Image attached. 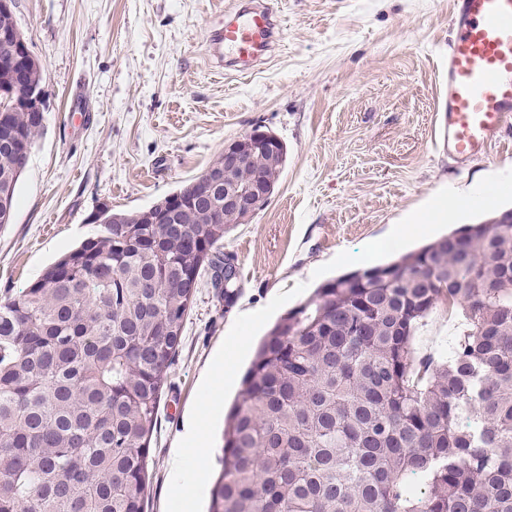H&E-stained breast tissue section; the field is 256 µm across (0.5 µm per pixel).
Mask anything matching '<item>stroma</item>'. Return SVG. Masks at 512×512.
<instances>
[{
	"instance_id": "1",
	"label": "stroma",
	"mask_w": 512,
	"mask_h": 512,
	"mask_svg": "<svg viewBox=\"0 0 512 512\" xmlns=\"http://www.w3.org/2000/svg\"><path fill=\"white\" fill-rule=\"evenodd\" d=\"M262 2L280 21V39L248 73L217 71L207 48L236 0L14 3L48 107L12 220L0 228V299L97 237L100 205L145 209L257 128L287 146L268 206L224 236L240 268L233 306L205 278L186 319L151 443L146 512L173 508L169 457L228 337L246 339L224 389L229 408L268 329L320 284L512 207V127L464 164L437 142L448 0ZM466 187L471 201L446 222L394 235L431 199ZM462 328V316L439 304L416 330L414 349L445 352Z\"/></svg>"
}]
</instances>
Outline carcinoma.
<instances>
[{
	"mask_svg": "<svg viewBox=\"0 0 512 512\" xmlns=\"http://www.w3.org/2000/svg\"><path fill=\"white\" fill-rule=\"evenodd\" d=\"M25 66L0 57V106ZM41 112H0L27 165ZM234 186L276 185L267 149ZM0 154V227L20 173ZM165 224L107 214L102 233L0 302V512H145L150 441L202 272L224 274V185ZM441 302L464 317L418 357ZM224 427L210 512H512V222L455 229L322 283L268 330ZM463 318L448 313V304L440 303L419 325L414 335V349L417 354L443 353L463 328Z\"/></svg>",
	"mask_w": 512,
	"mask_h": 512,
	"instance_id": "cac0c4a2",
	"label": "carcinoma"
}]
</instances>
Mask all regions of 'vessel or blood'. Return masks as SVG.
Returning <instances> with one entry per match:
<instances>
[{"label":"vessel or blood","mask_w":512,"mask_h":512,"mask_svg":"<svg viewBox=\"0 0 512 512\" xmlns=\"http://www.w3.org/2000/svg\"><path fill=\"white\" fill-rule=\"evenodd\" d=\"M448 23L453 37L439 139L449 156L466 162L500 142L512 121V0H452ZM277 37L270 9L258 0L241 4L211 30V59L248 70Z\"/></svg>","instance_id":"b4317fda"}]
</instances>
